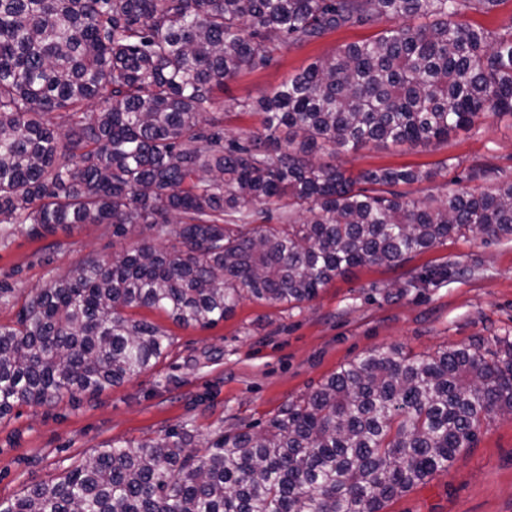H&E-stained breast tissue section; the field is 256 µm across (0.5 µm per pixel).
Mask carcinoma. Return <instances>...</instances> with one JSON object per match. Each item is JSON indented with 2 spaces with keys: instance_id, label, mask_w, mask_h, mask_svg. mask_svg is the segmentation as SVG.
I'll return each mask as SVG.
<instances>
[{
  "instance_id": "cac0c4a2",
  "label": "carcinoma",
  "mask_w": 512,
  "mask_h": 512,
  "mask_svg": "<svg viewBox=\"0 0 512 512\" xmlns=\"http://www.w3.org/2000/svg\"><path fill=\"white\" fill-rule=\"evenodd\" d=\"M501 3L0 0V234H149L110 265L88 254L0 325V419L155 365L166 331L126 308L207 327L245 297L296 307L355 267L397 265L452 236L511 240L512 179L496 167L458 177L488 180L486 191L407 200L394 187L436 173L355 175L332 162L512 115V24L464 20ZM379 23L372 39L239 103L261 129L226 132L224 81L269 66L275 41ZM498 414L512 416V339L427 358L376 347L264 432L224 433L202 450L175 430L114 443L0 512H382L452 466Z\"/></svg>"
}]
</instances>
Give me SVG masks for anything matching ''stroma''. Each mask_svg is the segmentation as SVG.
Returning a JSON list of instances; mask_svg holds the SVG:
<instances>
[{
  "label": "stroma",
  "mask_w": 512,
  "mask_h": 512,
  "mask_svg": "<svg viewBox=\"0 0 512 512\" xmlns=\"http://www.w3.org/2000/svg\"><path fill=\"white\" fill-rule=\"evenodd\" d=\"M375 27H345L304 44H280L273 63L224 84L226 126L258 130L239 104L270 94L288 77L342 46L371 38ZM355 172L408 167L435 171L432 181L403 186L407 198L464 190L458 175L495 164L512 176V118L489 114L475 127L426 147L367 144L341 153ZM128 243L103 224H81L35 240L20 229L0 237V324L14 323L33 289L48 286L87 254L105 264ZM445 266L450 277L407 288L411 277ZM165 329L167 356L153 368L100 392L43 407L15 406L0 420V501L58 477L108 443H142L172 429L202 445L225 432L260 431L289 403L314 391L342 364L375 347L432 356L450 346L512 337V241L490 245L450 237L403 265L366 264L336 279L312 301L289 309L243 299L211 327H183L164 313L135 310ZM384 512H512V418L482 421L472 448L451 468L388 502Z\"/></svg>",
  "instance_id": "35a3bbf8"
}]
</instances>
